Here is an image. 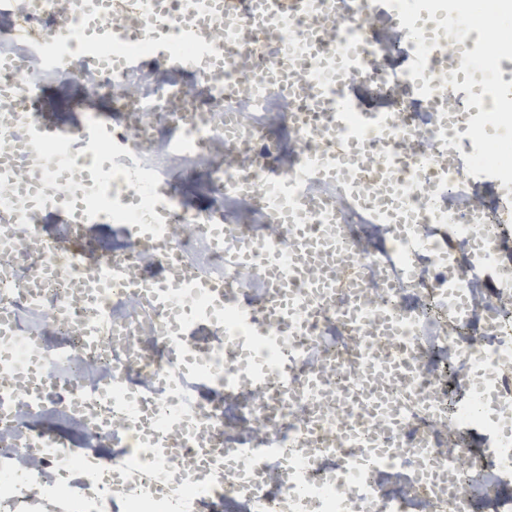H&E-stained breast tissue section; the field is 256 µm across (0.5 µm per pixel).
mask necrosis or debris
<instances>
[{
    "instance_id": "1",
    "label": "necrosis or debris",
    "mask_w": 512,
    "mask_h": 512,
    "mask_svg": "<svg viewBox=\"0 0 512 512\" xmlns=\"http://www.w3.org/2000/svg\"><path fill=\"white\" fill-rule=\"evenodd\" d=\"M87 1L0 0V101L17 110L0 126V154L15 157L0 184V362L47 380L42 395L0 401V512H453L459 501L512 512V187L468 175L464 161L468 122L492 98L470 107L438 78L411 79L416 42L382 24L398 11L377 0L289 9L287 58L239 9L199 16L188 0H156L146 21L140 0H91V11ZM150 25L193 71H168ZM205 25L246 33L220 60ZM314 56L328 60L335 106L295 85ZM70 83L100 95L102 108H71L87 126L111 114V139L30 151L44 90ZM336 150L334 174L300 177ZM378 154L392 166L375 167ZM186 166L222 205L164 192ZM284 176L336 213L351 257L335 297L295 284L305 305L288 326L266 316L261 260L231 257L211 231L230 224L237 240H264V198ZM49 191L71 215L104 213L122 231L178 224L140 275L160 281L183 261L230 283L223 306L201 294L169 314L179 335L215 322L211 344L172 354L118 267L70 299L113 250L82 225L73 249L29 278L31 226L16 211H36ZM362 306L373 319L354 324ZM387 316L407 343L380 331ZM364 343L387 372L367 376ZM363 445L372 456L357 470Z\"/></svg>"
}]
</instances>
